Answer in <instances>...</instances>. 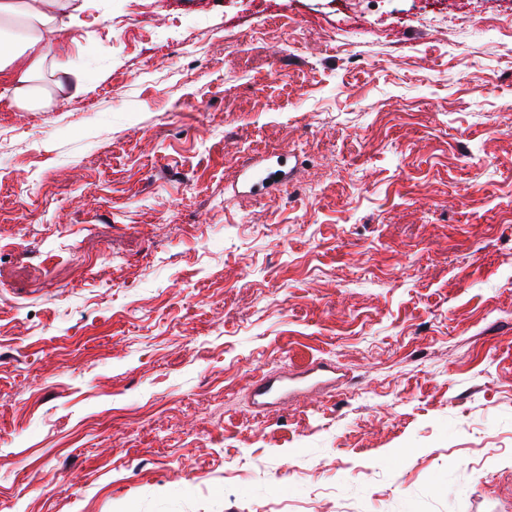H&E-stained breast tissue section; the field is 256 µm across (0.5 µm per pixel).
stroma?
<instances>
[{"label":"stroma","mask_w":512,"mask_h":512,"mask_svg":"<svg viewBox=\"0 0 512 512\" xmlns=\"http://www.w3.org/2000/svg\"><path fill=\"white\" fill-rule=\"evenodd\" d=\"M90 2L0 106V512H512V0ZM276 163L280 169L270 174H268L271 169L269 165L260 169H253L251 166H247L242 170V175L250 190L265 192L288 181V170L282 169L285 167V164L279 160ZM284 381H288L287 377L282 380H272L269 377L259 378L252 388L256 405L265 407L268 404H277L288 397V383H284Z\"/></svg>","instance_id":"35a3bbf8"}]
</instances>
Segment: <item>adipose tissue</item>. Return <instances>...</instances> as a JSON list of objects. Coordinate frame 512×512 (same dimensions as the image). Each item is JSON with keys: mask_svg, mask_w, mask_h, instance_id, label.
<instances>
[{"mask_svg": "<svg viewBox=\"0 0 512 512\" xmlns=\"http://www.w3.org/2000/svg\"><path fill=\"white\" fill-rule=\"evenodd\" d=\"M86 0H0V104L31 110L41 97V71L58 13L80 11Z\"/></svg>", "mask_w": 512, "mask_h": 512, "instance_id": "adipose-tissue-1", "label": "adipose tissue"}]
</instances>
